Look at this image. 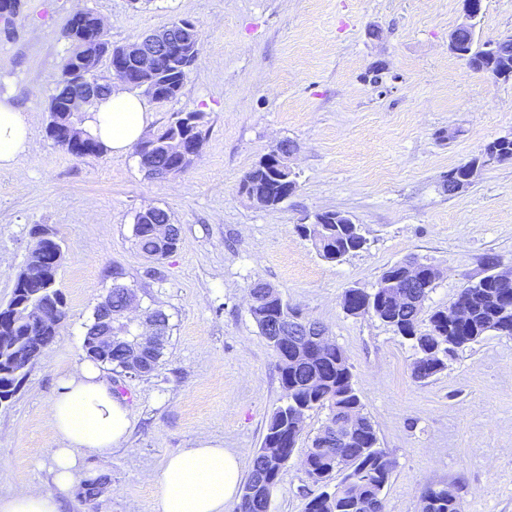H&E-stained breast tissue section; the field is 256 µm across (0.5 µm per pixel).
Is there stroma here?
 <instances>
[{"instance_id": "stroma-1", "label": "stroma", "mask_w": 512, "mask_h": 512, "mask_svg": "<svg viewBox=\"0 0 512 512\" xmlns=\"http://www.w3.org/2000/svg\"><path fill=\"white\" fill-rule=\"evenodd\" d=\"M102 17L115 45L175 18L201 32L182 92L148 100V132L176 113L202 115L201 151L174 178H151L135 151L78 159L47 137V107L70 44L75 10ZM464 0H27L0 31V96L32 121V147L0 169V303L33 244L34 225L61 241L57 284L66 316L13 398L0 404V495L49 486L46 448L60 447L50 406L60 379L85 360L97 304L119 282L140 308L170 318L158 368L125 377L104 366L132 411L117 448L82 455V482L59 512H159L166 459L225 448L249 471L266 422L284 400L278 361L249 313L258 281L302 317L319 321L345 353L364 412L395 460L385 512H420L431 486H447L464 512H512V337L487 332L437 376L412 375L410 342L378 319L347 314V289L375 287L390 265L436 267L423 313L512 268V161L449 191L448 175L499 137H512V81L472 71L448 49ZM476 44L512 35V0H483ZM295 145L297 189L274 208L239 193L246 173L281 140ZM167 209L180 242L166 258L134 245V216ZM343 212L364 249L340 263L319 257L297 229L308 216ZM323 410L303 423L271 512H303L319 494L303 467ZM108 476L94 497L84 480Z\"/></svg>"}]
</instances>
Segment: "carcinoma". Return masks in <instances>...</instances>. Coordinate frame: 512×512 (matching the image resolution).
I'll return each instance as SVG.
<instances>
[{"instance_id":"obj_1","label":"carcinoma","mask_w":512,"mask_h":512,"mask_svg":"<svg viewBox=\"0 0 512 512\" xmlns=\"http://www.w3.org/2000/svg\"><path fill=\"white\" fill-rule=\"evenodd\" d=\"M97 15L91 11L80 17H72L65 30V37L71 49L62 65V76L55 93L51 96L46 124L47 135L59 147L77 158L95 157L104 152V146L88 131L84 130L86 115L80 112L64 111L66 95L72 92L70 76L78 67L83 55L96 57L112 55V43L106 37L104 29L95 27ZM461 42L472 50L473 60L470 69L488 73L499 70L500 58L507 56L512 61V41L498 45L492 52L485 46H474V32L461 36ZM199 49H194L183 62L177 65L160 66L159 81L164 87L163 100L177 98L187 75L195 65ZM201 113L178 112L161 130L152 136L159 142L172 139L186 131L194 132L198 141H203ZM77 126L82 130L83 141L77 142L66 135L68 128ZM141 167L153 176L160 169L175 177L185 171L175 157L167 155L159 148L149 158L140 159ZM270 175L254 168L242 180L239 193L242 195L266 198V206L280 204L277 198L270 196ZM150 222H145L141 214H136L132 225V237L136 248L147 257L158 261L162 259L164 240H180V229L174 224L170 212L164 208H150ZM326 244L316 248L324 260L334 263L336 255L346 257L363 249L366 238L356 224L322 225ZM34 244L26 261L27 276L19 292L23 296L32 295L37 302L58 308L60 317H65V299L56 288V277L60 264L56 262L57 253L62 251L60 241L54 235L46 234L44 228L36 225L32 229ZM112 356L106 363L120 374L132 373V360L140 361L156 369L162 357V348H146L133 355L131 337L135 328L124 320L132 292L116 285L112 287ZM468 309V322L448 330V311L437 310L429 318V326L423 330L420 326L421 312L408 317L399 310L388 308L379 316V320L390 326L395 332L411 341L418 358L412 376L416 380H426L446 368L448 356L481 338L489 331L504 336H512V284L503 285L489 274L478 284L464 289ZM251 298L249 312L260 333L275 351L278 358V370L285 400L270 415L260 448L252 457L246 486L256 485L259 471L270 465L266 449H278V465L281 470L288 465L302 434V424L307 413L326 409L328 416L322 430H327L340 419L347 410L361 414L362 424L353 431L350 439L342 446L322 447V434L311 441L315 448H307L305 457L316 468L323 470L315 484L337 477L330 490H325L310 499L304 512H384V489L388 484L395 466L390 454L377 446V436L371 421L364 415L363 403L358 390L352 382V373L343 350L334 342H327V348L313 354L303 346L288 341V348L272 342L271 323L275 322L277 311L285 307L286 312L296 319L288 333L298 334V327L305 322L289 304H280L282 296L269 293L268 284L258 281L249 291ZM58 328L48 331L40 329L35 321H0V336H14L23 341L33 353L39 355L44 349L43 337L55 336ZM278 482L256 489L250 502L239 501L237 512H270L272 496ZM422 512H462L458 499L448 498L445 488H429L422 497Z\"/></svg>"}]
</instances>
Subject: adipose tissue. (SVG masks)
Segmentation results:
<instances>
[{
    "label": "adipose tissue",
    "instance_id": "adipose-tissue-1",
    "mask_svg": "<svg viewBox=\"0 0 512 512\" xmlns=\"http://www.w3.org/2000/svg\"><path fill=\"white\" fill-rule=\"evenodd\" d=\"M145 100L113 88L89 110L87 131L113 154L126 153L145 130ZM32 142V125L11 99L0 96V168L12 167ZM131 410L114 391L98 363L86 361L63 378L51 404L52 429L61 447L46 449L53 464L51 486L0 496V512H58V496L80 477L82 452H107L125 437ZM238 457L222 448H190L167 459L159 483L160 512H224L238 494Z\"/></svg>",
    "mask_w": 512,
    "mask_h": 512
}]
</instances>
